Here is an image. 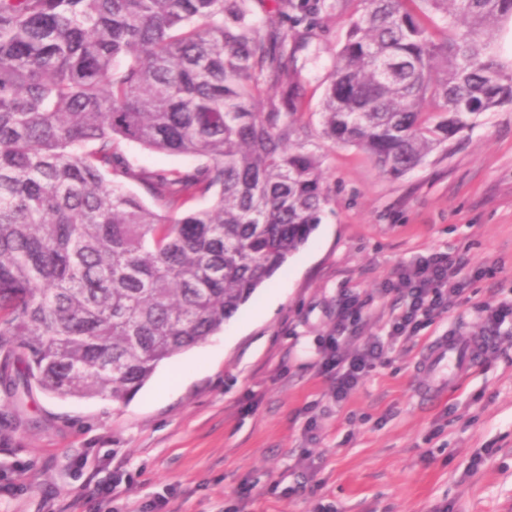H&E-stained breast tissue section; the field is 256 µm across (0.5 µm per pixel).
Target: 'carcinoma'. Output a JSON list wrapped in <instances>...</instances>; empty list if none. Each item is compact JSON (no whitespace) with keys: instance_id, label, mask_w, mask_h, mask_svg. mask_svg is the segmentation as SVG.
I'll return each mask as SVG.
<instances>
[{"instance_id":"carcinoma-1","label":"carcinoma","mask_w":512,"mask_h":512,"mask_svg":"<svg viewBox=\"0 0 512 512\" xmlns=\"http://www.w3.org/2000/svg\"><path fill=\"white\" fill-rule=\"evenodd\" d=\"M261 2L0 0L11 400L123 403L220 331L321 222L314 115L320 138L402 176L512 105L493 37L512 0H358L316 114L295 60L325 0L264 19ZM123 141L199 163L146 169Z\"/></svg>"}]
</instances>
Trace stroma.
I'll return each mask as SVG.
<instances>
[{"instance_id":"stroma-1","label":"stroma","mask_w":512,"mask_h":512,"mask_svg":"<svg viewBox=\"0 0 512 512\" xmlns=\"http://www.w3.org/2000/svg\"><path fill=\"white\" fill-rule=\"evenodd\" d=\"M348 27L324 10L298 53L303 111ZM317 149L331 202L307 244L125 403L35 390L16 409L0 383V512H512V107L398 178ZM434 253L461 294L337 400L328 339L386 340L403 274ZM448 334L493 346L456 391H426L420 360Z\"/></svg>"}]
</instances>
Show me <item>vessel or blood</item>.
Listing matches in <instances>:
<instances>
[{"label":"vessel or blood","mask_w":512,"mask_h":512,"mask_svg":"<svg viewBox=\"0 0 512 512\" xmlns=\"http://www.w3.org/2000/svg\"><path fill=\"white\" fill-rule=\"evenodd\" d=\"M490 343L487 337L461 340L451 335L443 336L428 350L424 364L429 370L442 373L444 385L452 390L478 362Z\"/></svg>","instance_id":"1"}]
</instances>
